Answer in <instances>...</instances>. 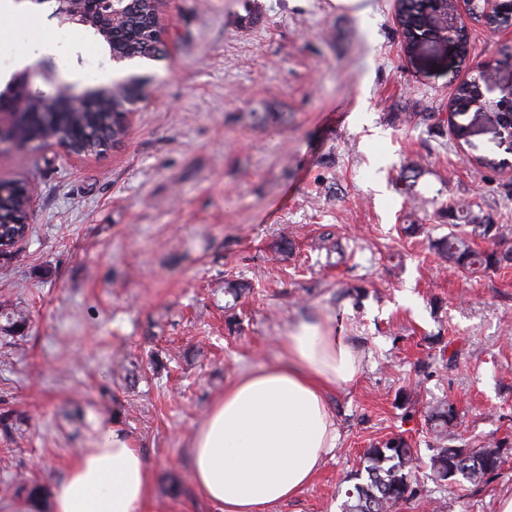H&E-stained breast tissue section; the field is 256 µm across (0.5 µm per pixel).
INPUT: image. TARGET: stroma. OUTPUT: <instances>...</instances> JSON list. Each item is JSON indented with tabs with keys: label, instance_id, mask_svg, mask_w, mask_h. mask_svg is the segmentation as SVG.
<instances>
[{
	"label": "stroma",
	"instance_id": "1",
	"mask_svg": "<svg viewBox=\"0 0 512 512\" xmlns=\"http://www.w3.org/2000/svg\"><path fill=\"white\" fill-rule=\"evenodd\" d=\"M397 9L166 0L164 51L133 68L149 94L121 145L0 149V180L37 189L26 237L0 256V512H49L101 422L147 459L148 512H219L191 480L194 433L312 314L342 325L362 372L328 395L336 450L272 512H339L365 449L394 435L425 460L428 415L446 398L459 445L507 441L505 461L445 487L424 464L400 512H498L512 495V266L472 275L429 247L469 224L512 229V142L494 111L451 108L463 82L512 90V63L497 62L512 32L469 25L463 65L445 42L406 49ZM0 30V90L46 57L79 92L117 73L86 27ZM284 237L292 254L274 248Z\"/></svg>",
	"mask_w": 512,
	"mask_h": 512
}]
</instances>
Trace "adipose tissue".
<instances>
[{
	"label": "adipose tissue",
	"instance_id": "obj_1",
	"mask_svg": "<svg viewBox=\"0 0 512 512\" xmlns=\"http://www.w3.org/2000/svg\"><path fill=\"white\" fill-rule=\"evenodd\" d=\"M281 347L279 362L225 387L194 435V486L222 512H270L307 486L336 446L327 394L355 381L354 345L342 328L309 317ZM97 429L95 447L52 487V512H146L153 488L146 458L117 427Z\"/></svg>",
	"mask_w": 512,
	"mask_h": 512
}]
</instances>
